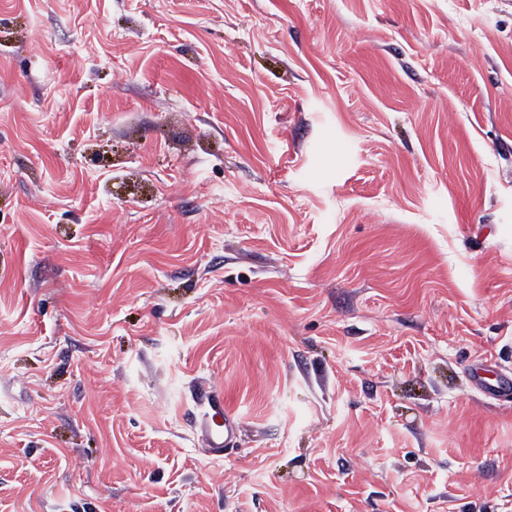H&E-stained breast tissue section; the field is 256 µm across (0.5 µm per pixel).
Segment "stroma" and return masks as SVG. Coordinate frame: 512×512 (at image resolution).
<instances>
[{
  "mask_svg": "<svg viewBox=\"0 0 512 512\" xmlns=\"http://www.w3.org/2000/svg\"><path fill=\"white\" fill-rule=\"evenodd\" d=\"M480 367L512 0H0V512H512ZM195 410L193 427L204 450L220 457L229 448L240 429L236 416L224 410L223 388L204 380L197 384L192 394Z\"/></svg>",
  "mask_w": 512,
  "mask_h": 512,
  "instance_id": "1",
  "label": "stroma"
}]
</instances>
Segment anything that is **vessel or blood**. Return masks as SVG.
Wrapping results in <instances>:
<instances>
[{"label":"vessel or blood","instance_id":"vessel-or-blood-1","mask_svg":"<svg viewBox=\"0 0 512 512\" xmlns=\"http://www.w3.org/2000/svg\"><path fill=\"white\" fill-rule=\"evenodd\" d=\"M195 406L194 430L204 450L212 456H223L230 447L240 425L236 416L224 408V391L212 381L197 384L192 394Z\"/></svg>","mask_w":512,"mask_h":512}]
</instances>
